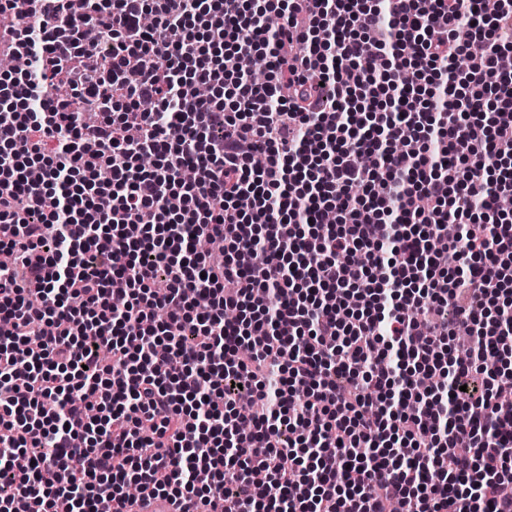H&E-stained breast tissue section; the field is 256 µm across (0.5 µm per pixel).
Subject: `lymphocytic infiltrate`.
<instances>
[{
	"instance_id": "1",
	"label": "lymphocytic infiltrate",
	"mask_w": 512,
	"mask_h": 512,
	"mask_svg": "<svg viewBox=\"0 0 512 512\" xmlns=\"http://www.w3.org/2000/svg\"><path fill=\"white\" fill-rule=\"evenodd\" d=\"M0 58V512H512V0H0ZM114 512H187L183 501H175L144 494L134 502H114Z\"/></svg>"
}]
</instances>
